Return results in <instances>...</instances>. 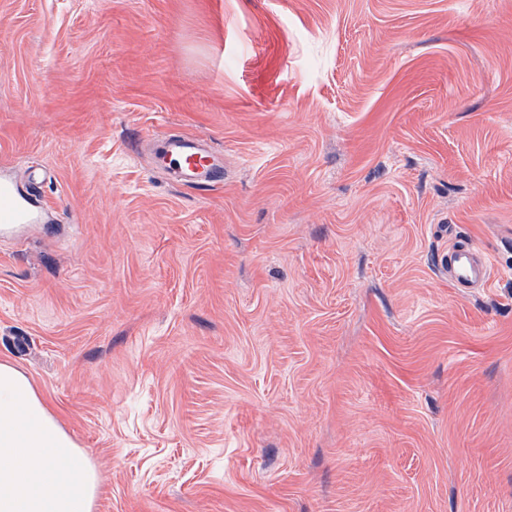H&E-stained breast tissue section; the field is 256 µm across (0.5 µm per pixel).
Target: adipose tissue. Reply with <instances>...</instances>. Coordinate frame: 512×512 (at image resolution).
I'll return each instance as SVG.
<instances>
[{
    "label": "adipose tissue",
    "instance_id": "1",
    "mask_svg": "<svg viewBox=\"0 0 512 512\" xmlns=\"http://www.w3.org/2000/svg\"><path fill=\"white\" fill-rule=\"evenodd\" d=\"M99 486L28 379L0 363V512H94Z\"/></svg>",
    "mask_w": 512,
    "mask_h": 512
}]
</instances>
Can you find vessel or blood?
Segmentation results:
<instances>
[{
  "mask_svg": "<svg viewBox=\"0 0 512 512\" xmlns=\"http://www.w3.org/2000/svg\"><path fill=\"white\" fill-rule=\"evenodd\" d=\"M155 161L157 166L176 170L182 180L191 185L211 182L217 170V159L213 152L206 149L198 138L185 135L159 140ZM38 221L39 214L29 200L18 194L10 181L1 180L0 231H8L17 224H35ZM444 265L448 270V281L455 288L483 287L490 280L488 259L473 242L467 240L453 244Z\"/></svg>",
  "mask_w": 512,
  "mask_h": 512,
  "instance_id": "1",
  "label": "vessel or blood"
}]
</instances>
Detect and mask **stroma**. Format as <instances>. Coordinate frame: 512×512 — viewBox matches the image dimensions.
<instances>
[{"label": "stroma", "instance_id": "stroma-1", "mask_svg": "<svg viewBox=\"0 0 512 512\" xmlns=\"http://www.w3.org/2000/svg\"><path fill=\"white\" fill-rule=\"evenodd\" d=\"M37 167L0 362L96 512H512V0H0V175ZM155 152L159 168L179 172L185 183L203 185L212 182L217 170V159L196 137L180 136L157 140ZM441 265L448 268V281L453 288L485 287L490 281V263L472 241L454 243Z\"/></svg>", "mask_w": 512, "mask_h": 512}]
</instances>
